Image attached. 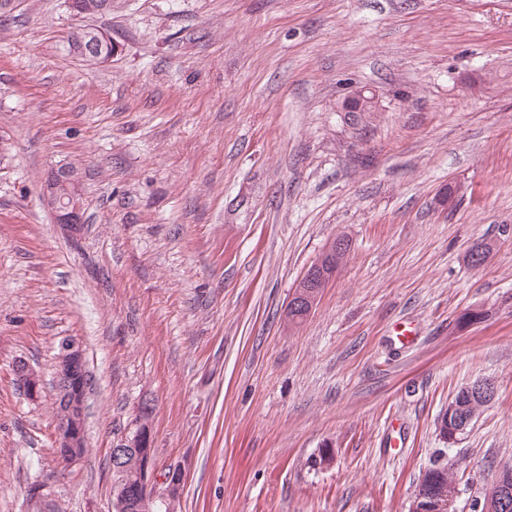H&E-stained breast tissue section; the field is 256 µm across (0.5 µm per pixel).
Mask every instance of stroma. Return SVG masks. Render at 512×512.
<instances>
[{
	"label": "stroma",
	"instance_id": "stroma-1",
	"mask_svg": "<svg viewBox=\"0 0 512 512\" xmlns=\"http://www.w3.org/2000/svg\"><path fill=\"white\" fill-rule=\"evenodd\" d=\"M94 23L118 51L89 66L61 50L63 0L0 18V512H112L145 400L178 512H408L436 461L469 512L512 465V0H114ZM362 88L377 111H341ZM62 165L77 234L43 196ZM66 338L91 384L64 471ZM481 378L494 399L445 444ZM344 243L343 240H334L299 280L289 300L292 308H301L304 315L311 313L318 301L323 283L337 271L341 258H344L350 248L349 240H346V246ZM329 264L332 265L331 275L325 270ZM14 372L19 389L29 399H38L41 390V379L38 373L21 360L16 362Z\"/></svg>",
	"mask_w": 512,
	"mask_h": 512
}]
</instances>
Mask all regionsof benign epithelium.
<instances>
[{
  "mask_svg": "<svg viewBox=\"0 0 512 512\" xmlns=\"http://www.w3.org/2000/svg\"><path fill=\"white\" fill-rule=\"evenodd\" d=\"M64 6L78 25L68 33L72 54L80 59L100 57L102 42H112V36L105 31L86 24V16L77 0H64ZM376 107V94L361 89L347 97L341 105L342 112H368ZM45 197L58 223L78 229L80 202L78 183L67 168H60L48 180L44 188ZM344 241L332 242L311 269L299 280L290 298L291 307L301 308L309 314L316 305L325 280L330 277L327 265L332 271L342 258ZM84 367L80 346L71 339L61 341L57 356V454L61 467L66 468L81 458L79 448L85 434L81 422L85 412L87 390L82 384ZM16 384L31 400L38 399L41 379L28 364L19 360L14 366ZM154 439L146 428H137L131 435L112 449V468L121 475L125 471L123 461L133 457L136 470L127 478L114 482L113 512H176L180 498L183 472L180 465L168 468L162 479H157L154 462ZM512 489L503 479H498L486 494L484 512H497L504 507ZM453 500L447 495L436 497L428 491V483L420 481L411 500L409 512H445Z\"/></svg>",
  "mask_w": 512,
  "mask_h": 512,
  "instance_id": "obj_1",
  "label": "benign epithelium"
}]
</instances>
